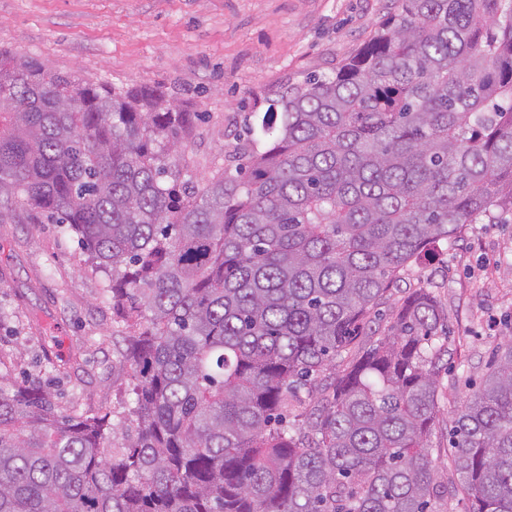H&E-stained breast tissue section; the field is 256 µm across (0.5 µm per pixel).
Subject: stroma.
<instances>
[{
    "label": "stroma",
    "mask_w": 512,
    "mask_h": 512,
    "mask_svg": "<svg viewBox=\"0 0 512 512\" xmlns=\"http://www.w3.org/2000/svg\"><path fill=\"white\" fill-rule=\"evenodd\" d=\"M399 0H0V50L31 57L76 82L163 89L202 118L183 134L193 179L224 164L246 116L288 86L354 56ZM77 237L31 222L23 204L0 223V361L13 383L49 385L58 409L120 420L129 400L112 371V305ZM432 288L450 336L429 443L442 483L454 480L446 426L480 377L512 313V223L476 224L448 249L411 265L372 313L385 336L408 291ZM87 345L68 372L76 339Z\"/></svg>",
    "instance_id": "obj_1"
}]
</instances>
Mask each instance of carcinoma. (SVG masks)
<instances>
[{"instance_id":"1","label":"carcinoma","mask_w":512,"mask_h":512,"mask_svg":"<svg viewBox=\"0 0 512 512\" xmlns=\"http://www.w3.org/2000/svg\"><path fill=\"white\" fill-rule=\"evenodd\" d=\"M199 119L0 51V208L64 224L112 302L133 395L62 412L0 373V512H430L447 319L411 263L512 216V0H401L195 185ZM361 347L336 369V359ZM468 512H512V336L448 424Z\"/></svg>"}]
</instances>
